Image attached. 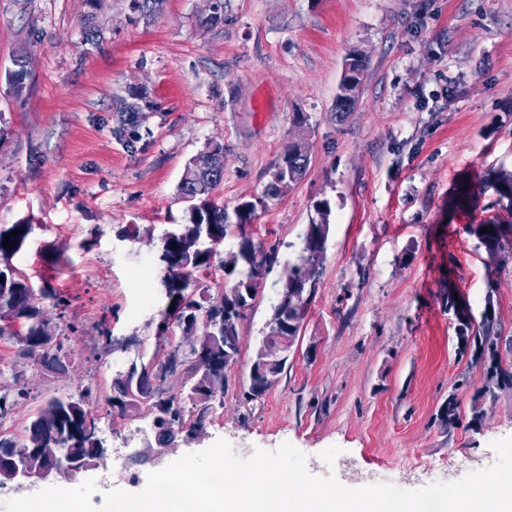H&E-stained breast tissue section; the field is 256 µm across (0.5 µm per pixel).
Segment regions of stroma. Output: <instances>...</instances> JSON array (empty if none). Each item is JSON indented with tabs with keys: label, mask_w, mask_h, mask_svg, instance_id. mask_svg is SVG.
<instances>
[{
	"label": "stroma",
	"mask_w": 512,
	"mask_h": 512,
	"mask_svg": "<svg viewBox=\"0 0 512 512\" xmlns=\"http://www.w3.org/2000/svg\"><path fill=\"white\" fill-rule=\"evenodd\" d=\"M208 12V0H159L150 12L131 0H0V225L33 224L20 267L33 288L48 280L64 292L82 326L67 373L18 361L33 396L16 422L47 398L111 381L94 356L101 319L116 345L154 348L159 314L128 288L135 278L158 291L159 240L184 221L177 186L193 156L223 144L214 196L231 209L260 196L301 140L306 175L254 222L277 261L240 321L223 402L196 439H175L167 462L220 439L249 453L288 442L316 476L346 463L344 485L404 489L492 465L493 442L512 436V391L484 395L446 296L457 292L477 319L493 309L512 371V261L494 264L467 232L512 224L486 180L512 171V0H224L214 26ZM354 50L367 78L341 121L336 93ZM22 52L30 76L18 93L8 74ZM136 93L155 109L130 152L113 130ZM322 199L332 226L300 342L279 381L248 398L285 270ZM452 392L457 428L439 419ZM107 444L150 462L151 416H113Z\"/></svg>",
	"instance_id": "obj_1"
}]
</instances>
